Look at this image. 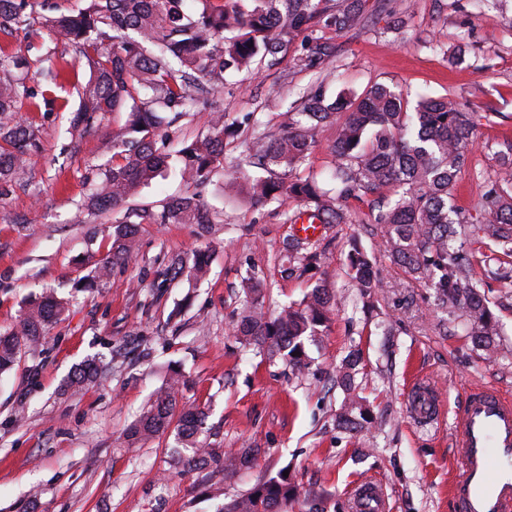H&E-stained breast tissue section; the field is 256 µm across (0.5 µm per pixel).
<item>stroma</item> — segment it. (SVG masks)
Returning <instances> with one entry per match:
<instances>
[{
    "label": "stroma",
    "instance_id": "35a3bbf8",
    "mask_svg": "<svg viewBox=\"0 0 512 512\" xmlns=\"http://www.w3.org/2000/svg\"><path fill=\"white\" fill-rule=\"evenodd\" d=\"M319 43L327 57L299 70L296 59ZM23 46L30 49L28 86H40L51 67H68L74 85L89 77L84 60L45 34L0 33V47ZM377 82L412 103L421 94L448 96L473 112L475 143L459 176V205L474 207L487 181L512 176L494 156L512 140V0H363L357 29L307 30L254 69L225 74L192 121L171 127L174 139L195 137L216 111L236 124L224 157L240 172L214 175L204 192L220 222L204 236L193 224L143 225L135 258L92 292L73 284L110 249L111 218L91 215L76 224L71 217L100 162L102 139L126 115H108L73 143L68 113L20 109L18 119L38 129L42 149L0 196V329L13 327L48 289L68 310L0 374V512H221L258 479L284 469L321 495L325 512H355L353 492L365 482L380 486L388 512H456L450 482L461 463L450 426L467 389L493 386L512 397V288L486 291L505 329L489 361L457 313L434 311L432 289L392 264L379 238H365L384 286L364 313L345 275L350 243L363 236L367 219L360 202L350 205L349 223L324 230L319 245L316 275L337 299L317 342L306 345L310 370L292 372L282 359L243 348L232 333L249 265L265 272L272 313L299 301L310 285L278 272L291 231L283 208L249 198L258 171L243 157L256 122L276 124L307 90L331 99ZM194 250L210 256L207 280L164 282L169 257ZM354 349L362 352L357 381L376 419L361 435L336 423L343 399L336 369ZM91 360L102 374L72 387L74 372ZM172 366L182 372L180 402L207 412V444L261 449L251 468L228 479L180 471L171 464V428L127 442L126 429ZM422 380L440 413L418 421L407 417L405 403Z\"/></svg>",
    "mask_w": 512,
    "mask_h": 512
}]
</instances>
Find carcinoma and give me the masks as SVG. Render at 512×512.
<instances>
[{"mask_svg":"<svg viewBox=\"0 0 512 512\" xmlns=\"http://www.w3.org/2000/svg\"><path fill=\"white\" fill-rule=\"evenodd\" d=\"M201 2L202 8L190 11L185 0H78L74 8L37 21L28 12L30 0H0V32H27L37 23L55 43L72 47L86 60L89 78L78 88L79 103L67 129L71 138L111 112L126 113L124 124L104 139V161L96 166L86 198L77 204L80 215L112 213L111 249L93 274L76 283L78 288L102 287L114 267L128 264L143 224H194L208 233L218 223L217 212L199 189L224 165V135L231 126L221 113L211 118L209 132L175 143L159 113L170 112L175 120L190 116L205 87L216 85L224 73L276 56L284 43L311 27L349 31L362 16V0H339L331 6L323 0ZM24 64L20 50L0 55L1 185L11 182L40 150L38 131L15 118L19 103L25 99L35 110L52 111L68 82V73L59 69L49 74L46 89L34 91L11 72ZM286 116L285 122L257 132L252 142V164L265 172L252 179V197L289 205V224L308 214L326 225L347 222L342 203L378 196L370 234L381 237L391 263L434 289L435 306L464 318L467 336L492 358L504 329L480 288L488 280L512 277V182H492L473 213L455 204L457 179L473 148V113L451 99L431 96L420 97L409 112L400 94L375 83L360 96L341 95L333 101L320 91L308 92ZM334 125L337 135L328 171L333 186H320L314 171L293 175L309 160L321 134ZM172 170L194 192L163 199L158 208L128 206L141 189ZM457 240L472 246L481 256L480 265L449 252ZM283 251L284 278L300 279L320 266L321 254L310 239L290 234ZM347 270L360 300L378 295L382 280L358 242L348 252ZM208 272L207 258L195 250L192 265L176 258L165 277L186 273L200 280ZM241 288L243 307L233 326L238 342L270 360L285 357L294 372L309 368L304 339L315 338L327 326L336 297L331 288L318 280L300 302L273 316L264 311L268 288L261 269L252 267L241 278ZM65 312L66 302L51 290L30 303L16 326L0 333V372ZM360 363L353 354L337 376L344 391L340 419L345 429L367 433L373 416L356 392ZM180 379L177 372L168 378L151 407L128 429L127 440H143L169 427ZM205 418L196 406L182 409L178 447L172 454L176 464L228 477L256 459L258 448L207 447L199 440ZM317 501L315 491L280 473L231 499L222 512H294L297 505L303 512H319Z\"/></svg>","mask_w":512,"mask_h":512,"instance_id":"obj_1","label":"carcinoma"}]
</instances>
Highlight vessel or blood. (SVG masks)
I'll list each match as a JSON object with an SVG mask.
<instances>
[{"instance_id":"b4317fda","label":"vessel or blood","mask_w":512,"mask_h":512,"mask_svg":"<svg viewBox=\"0 0 512 512\" xmlns=\"http://www.w3.org/2000/svg\"><path fill=\"white\" fill-rule=\"evenodd\" d=\"M453 435L462 457L451 488L457 512H512V400L472 392Z\"/></svg>"}]
</instances>
